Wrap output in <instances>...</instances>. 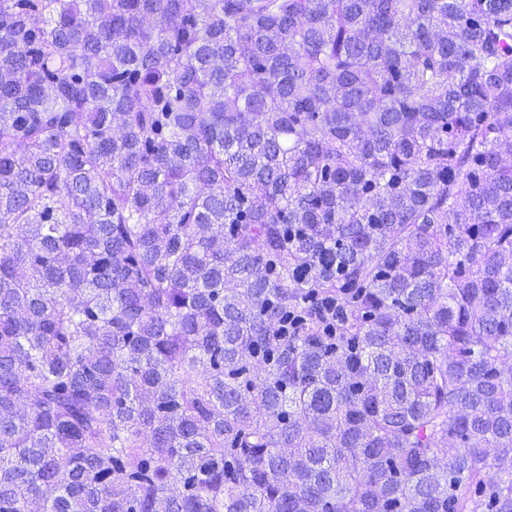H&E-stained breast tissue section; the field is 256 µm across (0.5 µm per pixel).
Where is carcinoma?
Segmentation results:
<instances>
[{
	"label": "carcinoma",
	"instance_id": "cac0c4a2",
	"mask_svg": "<svg viewBox=\"0 0 512 512\" xmlns=\"http://www.w3.org/2000/svg\"><path fill=\"white\" fill-rule=\"evenodd\" d=\"M509 363L512 0H0V512H512Z\"/></svg>",
	"mask_w": 512,
	"mask_h": 512
}]
</instances>
